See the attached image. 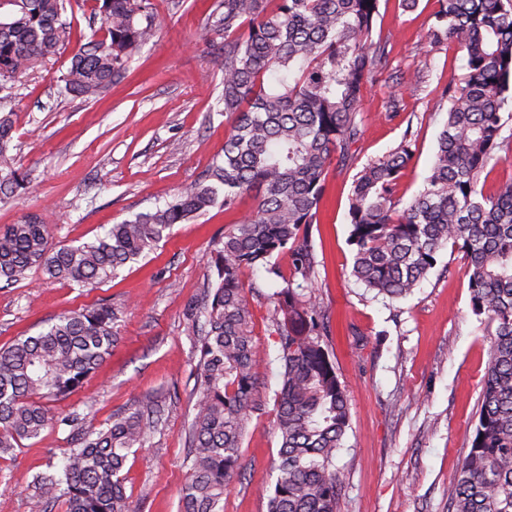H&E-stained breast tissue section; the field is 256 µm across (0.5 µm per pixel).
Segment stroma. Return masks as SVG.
<instances>
[{
  "instance_id": "stroma-1",
  "label": "stroma",
  "mask_w": 512,
  "mask_h": 512,
  "mask_svg": "<svg viewBox=\"0 0 512 512\" xmlns=\"http://www.w3.org/2000/svg\"><path fill=\"white\" fill-rule=\"evenodd\" d=\"M151 3L157 36L119 82L89 102L61 96L57 82L61 62L92 34V0H71L65 13L70 42L60 59L28 70L13 90L12 154L30 183L0 203V228L43 213L54 242L88 241L101 226L164 204L222 160L230 120L218 104L224 34L207 28L212 0ZM436 8V0H419L408 11L399 0H380L377 27L391 36V60L368 78L354 162L330 166L320 222L312 227L316 290L333 329L328 350L350 390L349 428L336 456L344 512H448V485L471 446L480 406L489 344L470 307L462 255L444 250L420 288L394 301L374 297L351 275L348 211L356 174L396 148L409 129L413 157L397 196L406 203L423 190L451 105L442 91L465 73L455 46L424 39ZM235 219L216 206L174 225L156 252L93 288L37 272L0 288V347L97 301L125 306L111 355L57 408L100 426L147 396L165 394L161 434L123 469L129 512H179L197 362L185 313L210 275L214 241ZM242 281L253 334L266 353L259 377L272 391L280 363L270 296L281 282L261 270L245 271ZM77 435L73 428L47 431L0 456V512H29L23 476L43 469ZM279 447L274 413L249 424L243 471L224 496V512H267Z\"/></svg>"
}]
</instances>
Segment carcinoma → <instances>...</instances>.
Returning a JSON list of instances; mask_svg holds the SVG:
<instances>
[{"mask_svg": "<svg viewBox=\"0 0 512 512\" xmlns=\"http://www.w3.org/2000/svg\"><path fill=\"white\" fill-rule=\"evenodd\" d=\"M68 0H0V89L55 57L70 42L61 20ZM102 17L60 77L69 93L98 98L156 31L150 0H95ZM430 44L464 52L462 84L448 88L451 107L438 136L425 187L405 206L399 180L413 157L410 132L354 180L349 243L352 276L377 296L411 295L440 253L462 254L470 304L489 339V360L471 448L448 485L450 512H512V180L488 193L489 162L512 141L501 135L512 104V0H436ZM380 0H214L224 30L223 93L232 119L224 158L164 205L112 224L94 239L56 245L40 215L0 231V282L20 283L38 270L84 288L106 282L168 238L174 225L222 203L254 208L214 243V279L205 300L188 308V336L199 352L189 424L191 465L180 512H224V492L242 466V443L265 404L256 367L246 270L282 279L271 315L281 362L274 390L281 438L267 512H342L336 454L349 427V394L324 337L331 326L313 290L312 225L332 163L352 160L362 134L361 97L368 76L389 64L390 37L374 35ZM13 113H0V202L27 189L28 175L8 155ZM286 252L292 276L274 256ZM124 310L95 303L0 348V453L48 429L83 423L54 412L82 387L118 341ZM164 405L145 399L104 427L82 429L59 462L32 477L31 512H128L121 471L153 444Z\"/></svg>", "mask_w": 512, "mask_h": 512, "instance_id": "obj_1", "label": "carcinoma"}]
</instances>
